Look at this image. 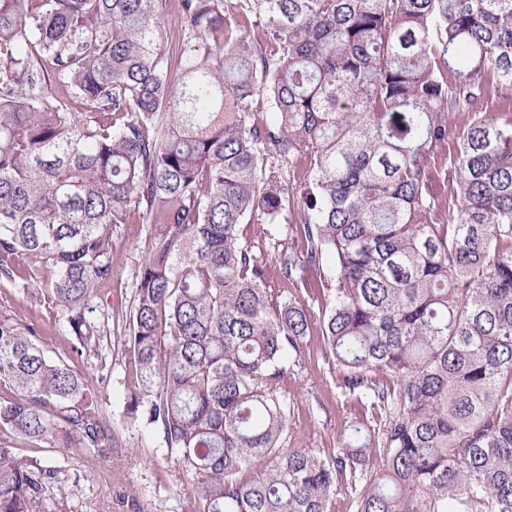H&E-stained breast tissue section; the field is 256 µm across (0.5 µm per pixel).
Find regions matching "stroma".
Listing matches in <instances>:
<instances>
[{"label":"stroma","instance_id":"35a3bbf8","mask_svg":"<svg viewBox=\"0 0 512 512\" xmlns=\"http://www.w3.org/2000/svg\"><path fill=\"white\" fill-rule=\"evenodd\" d=\"M153 224L139 213L112 231V280L100 285L98 314L111 315L112 340L103 347L107 385L100 389V404L112 428V444L104 448H63L19 444L20 455L57 467L58 481L42 495L40 512H193L191 486L168 454L157 429L128 419L126 401L137 383L134 352L127 338L139 269L147 253ZM285 245L297 243L300 227L282 223L268 228L256 216L241 231L257 248L273 294L288 296L295 285L281 278L274 253L266 247L267 231ZM0 310L23 324L41 329L47 354L65 360L78 373L90 372L92 363L78 356L64 323L51 304L22 285L0 283ZM319 334L308 337L299 364L287 365L277 391L291 403L287 445L325 456L339 448L346 422L369 419L371 401L339 386L336 360L321 347Z\"/></svg>","mask_w":512,"mask_h":512}]
</instances>
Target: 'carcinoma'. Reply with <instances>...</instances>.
I'll use <instances>...</instances> for the list:
<instances>
[{"mask_svg": "<svg viewBox=\"0 0 512 512\" xmlns=\"http://www.w3.org/2000/svg\"><path fill=\"white\" fill-rule=\"evenodd\" d=\"M179 11L171 63L160 0H0V282L48 272L44 299L97 360L112 226L133 211L156 225L126 415L160 431L196 512H335L338 487L352 512H512V117L478 110L490 86L512 90V0ZM57 87L86 111L50 104ZM256 214L300 225L294 247L266 232L284 279L336 271L321 335L377 422H347L325 458L285 447L276 384L311 315L275 299L239 236ZM28 255L41 268L23 276L8 259ZM0 386V512H37L58 472L14 442L102 448L112 429L94 378L2 310Z\"/></svg>", "mask_w": 512, "mask_h": 512, "instance_id": "1", "label": "carcinoma"}]
</instances>
